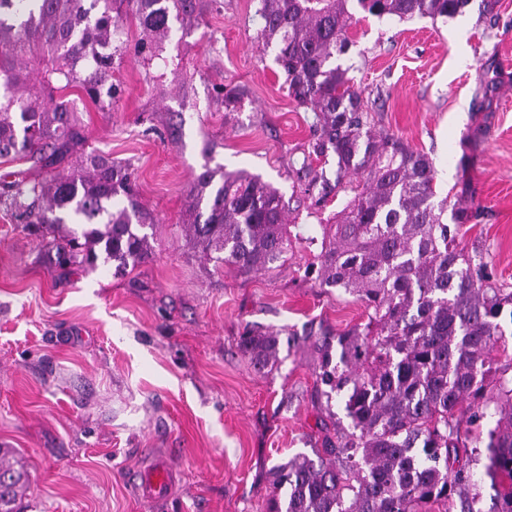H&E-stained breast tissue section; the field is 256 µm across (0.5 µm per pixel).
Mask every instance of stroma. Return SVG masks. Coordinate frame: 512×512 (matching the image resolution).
<instances>
[{
	"instance_id": "35a3bbf8",
	"label": "stroma",
	"mask_w": 512,
	"mask_h": 512,
	"mask_svg": "<svg viewBox=\"0 0 512 512\" xmlns=\"http://www.w3.org/2000/svg\"><path fill=\"white\" fill-rule=\"evenodd\" d=\"M256 0H220L203 24L174 33L163 60L116 57L120 98L99 109L68 89L86 143L126 164L155 217L151 255L129 275L109 267L57 277L40 243L0 208V448L29 474L22 512H149L130 482L148 448L168 449L179 481L166 512H264L272 469L342 416L316 391L305 336L365 322L363 304L318 285L325 208L297 206L314 114L289 96L273 50L257 39ZM340 58L375 131L427 154L437 191L472 205L460 245L512 290V0H470L447 21L398 22L355 11ZM242 93L225 111L217 92ZM226 170L278 188L294 242L286 261L241 274L186 237L187 191L205 149ZM280 331L274 368L238 349L245 329Z\"/></svg>"
}]
</instances>
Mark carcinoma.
<instances>
[{
    "label": "carcinoma",
    "mask_w": 512,
    "mask_h": 512,
    "mask_svg": "<svg viewBox=\"0 0 512 512\" xmlns=\"http://www.w3.org/2000/svg\"><path fill=\"white\" fill-rule=\"evenodd\" d=\"M258 36L275 50L288 95L315 113L312 154L334 161L333 176L308 160L304 193L326 203L361 182L353 198L320 225L311 269L322 288L362 300L368 321L309 339L316 385L338 400L348 427L324 434L314 456L273 468L266 512H475L480 455L473 427L488 411L491 512H512V378L493 367L507 341L512 291L486 278L484 261L459 248L472 207L437 195L430 158L401 138L375 134L360 95L339 63L357 3L378 18H454L470 0H256ZM204 0H0V157L21 156L28 171L0 184V205L52 255L61 274L112 264L123 275L151 254L155 223L133 188L129 167L102 155L62 168L85 144L73 101L51 108L45 92L81 90L110 105L120 93L114 59L125 51L124 18L147 34L135 56H159L174 25H200ZM188 190L189 240L204 257L248 274L285 260L292 246L283 194L258 175L211 167ZM293 336L247 331L239 347L253 367L275 363ZM27 481L0 466V512H17Z\"/></svg>",
    "instance_id": "carcinoma-1"
}]
</instances>
